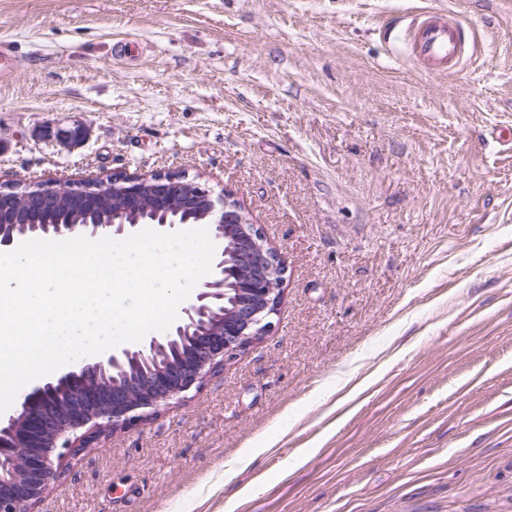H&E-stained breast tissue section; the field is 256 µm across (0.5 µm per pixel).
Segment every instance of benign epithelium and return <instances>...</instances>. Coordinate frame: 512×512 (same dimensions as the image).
Here are the masks:
<instances>
[{"label":"benign epithelium","mask_w":512,"mask_h":512,"mask_svg":"<svg viewBox=\"0 0 512 512\" xmlns=\"http://www.w3.org/2000/svg\"><path fill=\"white\" fill-rule=\"evenodd\" d=\"M152 185L155 205L167 209L175 202L179 210H204L207 224L217 243L209 276L198 282L190 302L181 309L171 325L168 336H194L187 353L167 360L134 380L136 394L126 388L108 392L97 407L87 405L86 381L97 378L121 364L137 358L146 362L164 350L162 341L154 336L144 338L120 349H110L74 369L63 372L23 394L20 409L8 417L11 426L24 428L10 442L0 440V447L23 448L22 465L10 480H0V512H33L49 486L60 477L54 467V454L64 448L73 456L98 443L109 434L146 419L158 410L187 398L198 391L207 376L234 360L251 345L268 335L283 299L286 272L279 251L265 239L258 225L248 216L245 207L226 191L215 196L197 178L184 171L150 174H114L103 181H91L78 186L52 187L30 185L27 196L37 198L34 208L42 206L40 197L65 192L87 210L94 208L104 192H120L126 210L137 211L143 203V186ZM19 197V187L6 184L0 187V224L12 218ZM136 225L65 224L58 226L56 236L76 231L90 236L110 235L120 239L131 234ZM235 248L234 256L244 266L243 279L236 289L232 307L224 310L219 322L207 334H195L215 306L224 300V242ZM55 386L71 387V408L62 418L49 421L46 391Z\"/></svg>","instance_id":"7a95c632"}]
</instances>
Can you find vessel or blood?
Instances as JSON below:
<instances>
[{"mask_svg": "<svg viewBox=\"0 0 512 512\" xmlns=\"http://www.w3.org/2000/svg\"><path fill=\"white\" fill-rule=\"evenodd\" d=\"M409 46L420 66L435 73H450L457 69L464 50L458 24L436 11L423 14L411 26Z\"/></svg>", "mask_w": 512, "mask_h": 512, "instance_id": "b4317fda", "label": "vessel or blood"}]
</instances>
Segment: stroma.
<instances>
[{
    "mask_svg": "<svg viewBox=\"0 0 512 512\" xmlns=\"http://www.w3.org/2000/svg\"><path fill=\"white\" fill-rule=\"evenodd\" d=\"M0 51V182L181 169L286 266L261 342L36 512H512V0H0ZM409 46L413 58L430 72H453L462 61L464 44L459 23L444 13L430 11L410 27Z\"/></svg>",
    "mask_w": 512,
    "mask_h": 512,
    "instance_id": "stroma-1",
    "label": "stroma"
}]
</instances>
